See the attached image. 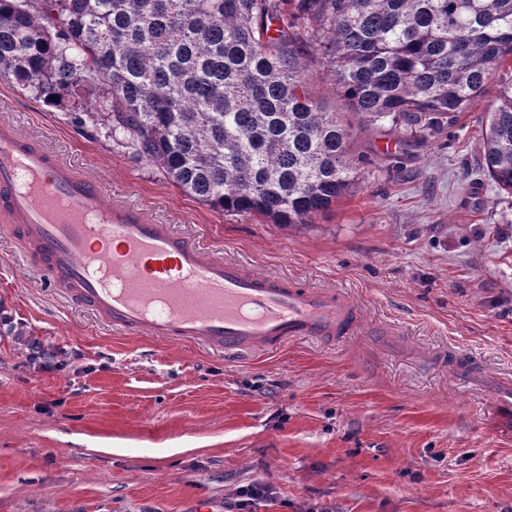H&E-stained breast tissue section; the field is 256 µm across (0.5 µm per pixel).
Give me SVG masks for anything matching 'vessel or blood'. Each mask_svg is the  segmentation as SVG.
Segmentation results:
<instances>
[{
    "label": "vessel or blood",
    "mask_w": 512,
    "mask_h": 512,
    "mask_svg": "<svg viewBox=\"0 0 512 512\" xmlns=\"http://www.w3.org/2000/svg\"><path fill=\"white\" fill-rule=\"evenodd\" d=\"M0 223L73 304L121 332L234 354L361 329L359 305L343 290L247 271L139 205L110 203L103 182L4 123Z\"/></svg>",
    "instance_id": "obj_1"
}]
</instances>
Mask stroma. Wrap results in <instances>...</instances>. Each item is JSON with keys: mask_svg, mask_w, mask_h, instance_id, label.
Wrapping results in <instances>:
<instances>
[{"mask_svg": "<svg viewBox=\"0 0 512 512\" xmlns=\"http://www.w3.org/2000/svg\"><path fill=\"white\" fill-rule=\"evenodd\" d=\"M499 83L405 153L351 132L359 179L312 223L216 211L0 79V123L246 269L359 301L361 332L227 357L120 334L69 304L0 225V512H512V197L479 169ZM52 344L65 369L27 360ZM272 491L269 487L260 484H248L242 486L237 492L236 507L238 511L252 507L270 499Z\"/></svg>", "mask_w": 512, "mask_h": 512, "instance_id": "1", "label": "stroma"}]
</instances>
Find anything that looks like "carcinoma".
<instances>
[{
    "instance_id": "obj_1",
    "label": "carcinoma",
    "mask_w": 512,
    "mask_h": 512,
    "mask_svg": "<svg viewBox=\"0 0 512 512\" xmlns=\"http://www.w3.org/2000/svg\"><path fill=\"white\" fill-rule=\"evenodd\" d=\"M310 59L345 113L312 94ZM496 75L480 168L511 195L512 0H0L1 79L209 207L272 224H309L351 190L352 120L436 137Z\"/></svg>"
}]
</instances>
